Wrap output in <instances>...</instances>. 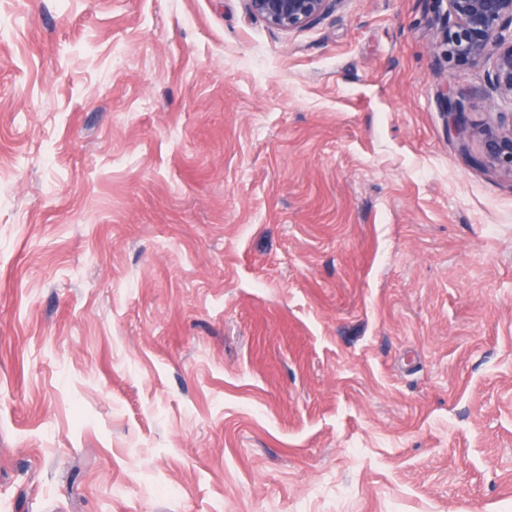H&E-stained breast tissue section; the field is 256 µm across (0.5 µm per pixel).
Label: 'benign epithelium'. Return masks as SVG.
<instances>
[{"label":"benign epithelium","mask_w":512,"mask_h":512,"mask_svg":"<svg viewBox=\"0 0 512 512\" xmlns=\"http://www.w3.org/2000/svg\"><path fill=\"white\" fill-rule=\"evenodd\" d=\"M250 13L270 27L292 33L319 22L336 10L343 0H245ZM446 4L438 14L435 48L449 65L490 64L488 88L467 84L439 91V103L446 123L460 146L479 137L487 162L512 173V0H436ZM486 96L496 110L493 123L470 128L459 122L466 102Z\"/></svg>","instance_id":"7a95c632"}]
</instances>
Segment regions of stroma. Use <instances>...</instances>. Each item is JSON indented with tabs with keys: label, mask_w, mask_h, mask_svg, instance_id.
Wrapping results in <instances>:
<instances>
[{
	"label": "stroma",
	"mask_w": 512,
	"mask_h": 512,
	"mask_svg": "<svg viewBox=\"0 0 512 512\" xmlns=\"http://www.w3.org/2000/svg\"><path fill=\"white\" fill-rule=\"evenodd\" d=\"M435 0H0V512H512V174ZM250 13L270 27L292 33L319 22L336 10L343 0H245Z\"/></svg>",
	"instance_id": "1"
}]
</instances>
